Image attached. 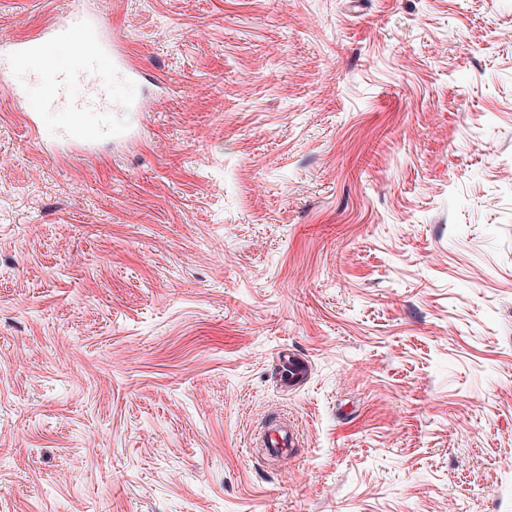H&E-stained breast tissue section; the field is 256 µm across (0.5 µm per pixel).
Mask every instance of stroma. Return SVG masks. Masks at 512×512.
Returning a JSON list of instances; mask_svg holds the SVG:
<instances>
[{"mask_svg": "<svg viewBox=\"0 0 512 512\" xmlns=\"http://www.w3.org/2000/svg\"><path fill=\"white\" fill-rule=\"evenodd\" d=\"M79 6L142 105L0 88V512H512V0ZM295 439L292 427L283 418H279L270 425L264 447L272 456L290 454L296 447Z\"/></svg>", "mask_w": 512, "mask_h": 512, "instance_id": "stroma-1", "label": "stroma"}]
</instances>
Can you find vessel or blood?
I'll return each mask as SVG.
<instances>
[{"label":"vessel or blood","instance_id":"vessel-or-blood-1","mask_svg":"<svg viewBox=\"0 0 512 512\" xmlns=\"http://www.w3.org/2000/svg\"><path fill=\"white\" fill-rule=\"evenodd\" d=\"M66 53L80 57L81 65H56ZM140 77L124 48L93 16L74 8L36 36L0 48V86L22 99L28 120L57 113L64 140L73 145L126 136V129L112 126L106 115L132 104ZM295 439L292 427L279 419L270 425L265 447L270 455H286Z\"/></svg>","mask_w":512,"mask_h":512}]
</instances>
